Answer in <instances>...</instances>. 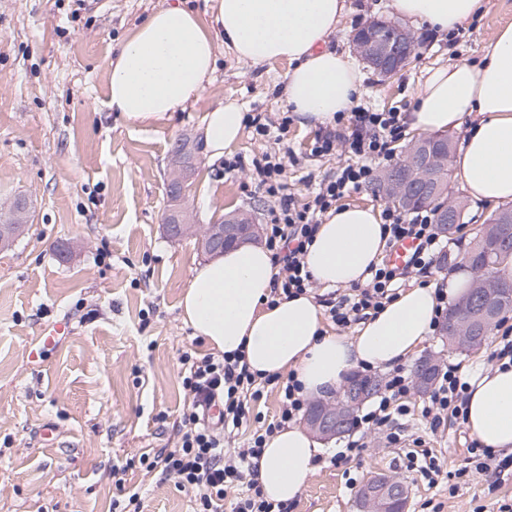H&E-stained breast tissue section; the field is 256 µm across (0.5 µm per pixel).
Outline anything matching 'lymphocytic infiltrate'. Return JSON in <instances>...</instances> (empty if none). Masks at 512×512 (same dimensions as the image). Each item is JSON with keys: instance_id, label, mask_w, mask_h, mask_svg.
<instances>
[{"instance_id": "lymphocytic-infiltrate-1", "label": "lymphocytic infiltrate", "mask_w": 512, "mask_h": 512, "mask_svg": "<svg viewBox=\"0 0 512 512\" xmlns=\"http://www.w3.org/2000/svg\"><path fill=\"white\" fill-rule=\"evenodd\" d=\"M403 130V117L398 112H373L357 105L351 111L337 113L335 128L317 138L313 152L319 156L333 154L337 143L342 142L347 144L353 160L324 176L308 202L301 205L287 193L282 157L266 152L254 159L256 188L275 201L273 218L265 227L264 237L279 267L273 295L289 298L310 289L312 277L305 256L323 216L337 200L373 181L377 166L392 159L394 145ZM382 216L387 246L410 239L416 242V250L407 267L381 261L371 267L368 283L353 286L350 292L326 301V314L334 324L345 326L364 319L393 301L411 270L430 269L443 252L442 236L433 213L424 210L408 216L388 208ZM180 362L184 367L182 385L189 395L181 435L175 447L159 449L147 459L148 468L161 469L190 491L197 512H288L285 504L264 498L252 460L260 456L268 437L296 422L305 412L308 399L301 383L292 375L284 379L276 375L257 378L237 355L207 354L198 358L186 351ZM271 385L276 387L281 401L276 420L255 428L243 446L225 449L226 430L242 427L249 418L251 403L262 398ZM468 386L460 364L451 363L439 371L430 402L421 410L430 429H438L450 420L464 422ZM412 389L410 374L401 368L394 370L375 403L357 415V429L377 430L385 433L387 439H394L392 427L407 415L403 399ZM214 406L219 413L213 417L209 410ZM477 475L499 480L512 476V456L503 457L492 449L471 444L454 476L466 480Z\"/></svg>"}]
</instances>
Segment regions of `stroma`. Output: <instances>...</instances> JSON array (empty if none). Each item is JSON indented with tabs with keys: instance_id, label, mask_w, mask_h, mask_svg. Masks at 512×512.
Instances as JSON below:
<instances>
[{
	"instance_id": "obj_1",
	"label": "stroma",
	"mask_w": 512,
	"mask_h": 512,
	"mask_svg": "<svg viewBox=\"0 0 512 512\" xmlns=\"http://www.w3.org/2000/svg\"><path fill=\"white\" fill-rule=\"evenodd\" d=\"M168 0H0V203L28 196L25 231L0 248V512H124L138 493L137 512H194L192 495L174 478L147 470L141 457L173 447L188 396L183 352L210 353L180 316L181 295L195 267L208 260L198 230L233 211L269 222L252 160L290 150L288 191L305 202L307 175L323 177L349 155L313 156L318 128L286 119L287 61L252 66L219 47L217 68L200 99L151 126L125 121L105 105L108 63L124 40ZM350 8L327 45L351 51L353 34L376 19L398 20L392 0H348ZM512 24V0H483L481 15L457 44L446 34L412 24L417 51L402 75L385 79L362 67V106L405 113L425 69L480 62L491 34ZM227 101L287 121L281 141L243 130L224 152L238 161L201 156L186 191L197 231L178 240L163 229L168 210L171 146L202 133L204 112ZM468 200L466 227L451 233L446 261L412 273L408 286L440 282L455 270L462 243L490 216ZM69 249L60 258L57 247ZM69 321L40 364L27 362L45 329ZM424 397L412 394L399 442L384 434L349 432L324 442L331 456L362 439L345 465L316 466L288 512H357L359 483L385 473L409 488L408 512H497L512 499V480L480 477L458 487L448 479L428 486L405 468L414 438L436 452L442 471L454 470L471 444L465 426L431 430L420 416Z\"/></svg>"
}]
</instances>
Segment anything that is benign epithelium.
I'll return each instance as SVG.
<instances>
[{
	"label": "benign epithelium",
	"instance_id": "7a95c632",
	"mask_svg": "<svg viewBox=\"0 0 512 512\" xmlns=\"http://www.w3.org/2000/svg\"><path fill=\"white\" fill-rule=\"evenodd\" d=\"M417 45L413 32L400 24H393L387 30L369 28L353 36V48L358 57L383 76H391L409 63ZM203 142L194 140L192 148L174 154L171 184L186 187L191 176L193 159L202 153ZM404 173L386 176L382 194L409 197L422 194L429 186L430 166L428 159L415 151L403 164ZM28 210L27 202L16 199L0 204V230L5 227L17 228L24 223ZM194 217L190 210L179 208L166 219L170 236L177 238L188 233L193 227ZM255 230L251 218L246 214H231L218 224L209 227L201 238L203 250L209 255L224 251L227 243L245 241V236ZM494 292L492 284L480 280L476 290L468 295L463 304L468 308L467 318H454L450 339L457 346H468L476 337L488 330L494 317L486 312L484 301ZM439 365L438 357L429 354L422 357L415 366L414 383L419 393L428 391L431 375ZM353 406L352 395H336L334 402H317V408L307 416L312 431L324 438H335L344 434L345 422ZM361 512H406L407 489L404 482L393 476H376L370 479L358 492Z\"/></svg>",
	"mask_w": 512,
	"mask_h": 512
}]
</instances>
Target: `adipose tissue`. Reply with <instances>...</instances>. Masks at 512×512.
<instances>
[{
    "label": "adipose tissue",
    "instance_id": "1",
    "mask_svg": "<svg viewBox=\"0 0 512 512\" xmlns=\"http://www.w3.org/2000/svg\"><path fill=\"white\" fill-rule=\"evenodd\" d=\"M403 17L440 32L458 30L482 0H393ZM348 8L346 0H219L213 25L179 5L155 9L109 62L106 106L123 119L151 124L196 102L210 82L217 46L258 66L288 61L287 104L301 126H330L363 94L360 70L325 43ZM245 114L233 101L205 112L210 160L239 140ZM418 134L465 129L452 160L473 199L512 202V24L491 35L484 59L429 69L405 117ZM374 206L329 210L305 262L313 282L332 289L365 284L385 248ZM278 269L262 246L230 248L197 266L184 291L181 318L215 350H241L252 373L294 372L306 395L328 397L357 368L387 371L414 358L434 330L439 293L456 301L472 280L469 267L449 272L443 289L401 291L352 336L327 334L311 293L271 300ZM465 426L480 445L512 451V368L470 378ZM321 444L296 424L269 437L255 465L266 499L288 503L311 478Z\"/></svg>",
    "mask_w": 512,
    "mask_h": 512
}]
</instances>
